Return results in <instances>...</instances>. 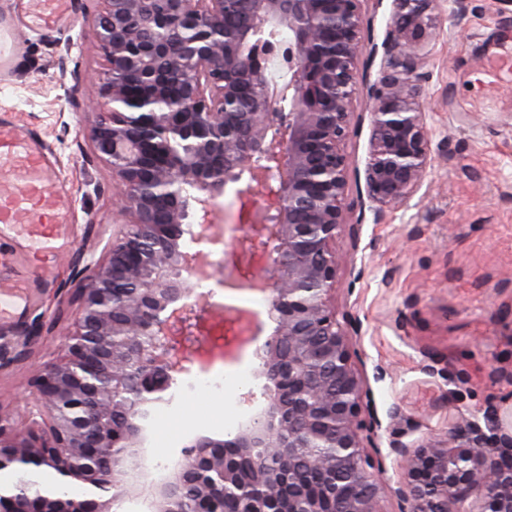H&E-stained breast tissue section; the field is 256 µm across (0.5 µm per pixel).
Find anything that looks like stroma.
Returning <instances> with one entry per match:
<instances>
[{"label": "stroma", "mask_w": 512, "mask_h": 512, "mask_svg": "<svg viewBox=\"0 0 512 512\" xmlns=\"http://www.w3.org/2000/svg\"><path fill=\"white\" fill-rule=\"evenodd\" d=\"M103 0H73L56 28H39L32 0H0V24L19 29L21 42L8 70H0V115L39 134L67 188V226L74 250L51 266L0 237V280L23 283L28 303L0 319V336L40 321L29 356L0 368V410L17 424L36 366L55 360L76 312L82 276L76 250L100 253L125 222L112 206L110 170L88 162L89 126L101 113L98 88L107 55L96 40ZM495 0H472L466 17H441L427 47L417 101L433 130L432 166L408 210L387 211L382 223L365 221L369 202L361 179L370 126L363 100L352 108L344 145L351 159L345 198L359 240L336 242L340 269L337 315L356 320L360 368L369 382V413L397 431L425 440L445 426L449 410L466 414L512 400V29L497 24ZM389 5L361 4L359 71L377 76L370 54L381 43ZM210 307L199 350L210 351L205 373L192 375L150 408L140 444L145 460L171 463L197 437L222 436L246 408L239 396L260 391L263 379L253 343L220 357L233 326L222 304H246L273 323L267 300L244 288H221ZM500 378H491V370Z\"/></svg>", "instance_id": "obj_1"}]
</instances>
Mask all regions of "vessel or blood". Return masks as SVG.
Wrapping results in <instances>:
<instances>
[{
	"label": "vessel or blood",
	"instance_id": "1",
	"mask_svg": "<svg viewBox=\"0 0 512 512\" xmlns=\"http://www.w3.org/2000/svg\"><path fill=\"white\" fill-rule=\"evenodd\" d=\"M40 23L54 28L72 0H41ZM65 207L57 171L40 137L0 118V226L22 242L26 251L51 260L73 243L63 233Z\"/></svg>",
	"mask_w": 512,
	"mask_h": 512
}]
</instances>
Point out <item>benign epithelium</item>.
I'll list each match as a JSON object with an SVG mask.
<instances>
[{"instance_id":"7a95c632","label":"benign epithelium","mask_w":512,"mask_h":512,"mask_svg":"<svg viewBox=\"0 0 512 512\" xmlns=\"http://www.w3.org/2000/svg\"><path fill=\"white\" fill-rule=\"evenodd\" d=\"M361 2L106 0L94 23L108 57L106 112L89 129L88 160L112 170L130 221L85 268L63 353L31 380L27 428L0 412V471L24 476L0 488V512H116L124 494L143 489L146 512H224L237 459L253 452L280 466L255 463L257 495L237 512H382V463L369 453L381 423L365 414L351 318L332 305L347 226L344 144L365 90L374 223L410 206L431 164L415 86L433 13L462 16L470 0H391L367 90ZM281 27L293 32L294 63L278 83L263 56ZM229 185L266 199L263 221L235 225L207 278L230 267L226 286L262 281L274 323L257 352L266 382L242 394L248 412L231 440L198 437L148 479L138 451L147 410L200 367L191 334L207 308L195 302L197 260L184 238L215 223L214 200ZM38 332L0 342V368L26 358ZM386 443L404 464L394 489L402 512H512V408L473 411L427 441L391 432ZM302 464L346 480L312 494L293 480ZM43 465L54 484L27 479Z\"/></svg>"}]
</instances>
